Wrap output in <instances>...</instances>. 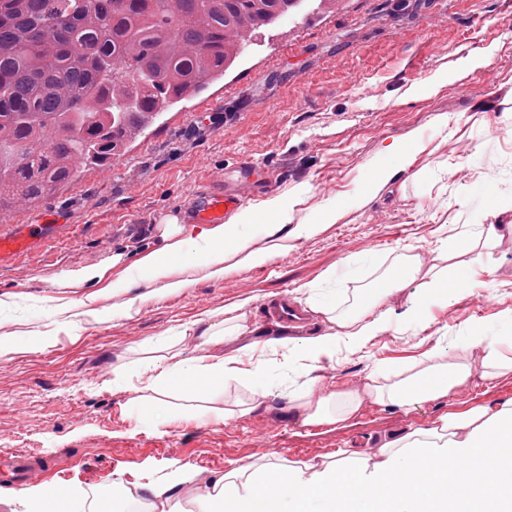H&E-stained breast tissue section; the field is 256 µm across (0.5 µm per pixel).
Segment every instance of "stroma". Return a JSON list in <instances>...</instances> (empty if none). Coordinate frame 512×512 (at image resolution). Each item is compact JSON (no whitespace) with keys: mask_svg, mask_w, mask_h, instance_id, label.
I'll return each instance as SVG.
<instances>
[{"mask_svg":"<svg viewBox=\"0 0 512 512\" xmlns=\"http://www.w3.org/2000/svg\"><path fill=\"white\" fill-rule=\"evenodd\" d=\"M485 51L489 65H471ZM221 84L224 99L211 114L186 124L174 105L117 161L80 165L38 204L12 208L16 229L71 230L33 244L21 260L0 257V336L17 339L14 353L0 357V452L54 459L51 483L76 502L113 479L139 489L182 466L189 477L181 505L196 512L195 473L349 452L372 458L403 431L512 398V378H477L451 399L370 405L337 425L301 424L283 398L225 424L203 403L178 425L148 430L132 421L124 404L145 394L143 367L161 356L189 365L207 354L200 335L223 322L225 309L244 305L254 339L280 337L263 317L267 300L285 293L301 303V286L315 284L335 288L341 302H368L375 275L353 278L350 262L373 252L389 264L461 244L478 217L494 223L497 199L512 197V0H332L309 27L275 29L265 53H246ZM228 112L241 115L230 129ZM441 114L451 118L447 127L436 122ZM392 144L414 154L413 164L370 184L366 169ZM242 156L273 172L268 200L286 213L271 218L267 200L248 207L246 235L265 261L162 295L144 284L128 305L112 282L162 247L164 220L177 205ZM331 204L341 208L338 220L321 222ZM143 224L152 230L134 242ZM303 224L314 232L293 237ZM489 266L491 306L464 294L432 306L428 327H398L360 351L340 345L335 363L317 370L319 385L338 390L435 347L453 355L463 321L493 323L512 310V250L493 251ZM94 268L106 269L104 282L84 280ZM117 370L125 375L118 386Z\"/></svg>","mask_w":512,"mask_h":512,"instance_id":"35a3bbf8","label":"stroma"}]
</instances>
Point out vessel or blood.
I'll return each instance as SVG.
<instances>
[{
  "label": "vessel or blood",
  "mask_w": 512,
  "mask_h": 512,
  "mask_svg": "<svg viewBox=\"0 0 512 512\" xmlns=\"http://www.w3.org/2000/svg\"><path fill=\"white\" fill-rule=\"evenodd\" d=\"M272 183V175L263 167L248 158L238 159L225 167L223 179L196 191L188 204L181 206L178 217L184 224L226 223ZM49 232V226L33 224L28 234L23 235L11 225L1 224L0 256L22 257L32 243L46 238ZM268 313L272 321L292 327L305 320L302 310L284 295L271 302ZM53 467V460L33 459L16 452L8 459H0V482L19 489L32 479L47 478Z\"/></svg>",
  "instance_id": "obj_1"
}]
</instances>
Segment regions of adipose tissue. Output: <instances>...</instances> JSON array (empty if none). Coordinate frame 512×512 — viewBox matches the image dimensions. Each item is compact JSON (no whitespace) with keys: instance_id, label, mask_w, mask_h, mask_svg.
<instances>
[{"instance_id":"ef3b65f1","label":"adipose tissue","mask_w":512,"mask_h":512,"mask_svg":"<svg viewBox=\"0 0 512 512\" xmlns=\"http://www.w3.org/2000/svg\"><path fill=\"white\" fill-rule=\"evenodd\" d=\"M496 213L508 216V223L476 225L464 243L470 269H486V256L512 245V201L499 203ZM250 222V214L243 212L234 222L213 226L194 238L171 229L166 246L135 262L136 273L120 284V292L131 293L144 282L176 291L195 274L223 277L228 260L241 266L263 262L264 254L251 250L241 233ZM453 257L450 246L436 249L430 259L404 257L375 281L369 304L362 308H339L334 290L305 286L311 309L335 330L296 344L270 339L224 354L222 345L250 333L246 314L208 325L202 336L212 353L191 367L173 362L146 369L151 396L130 397L124 407L150 429L189 421L186 410L170 404V396L175 395L210 403L212 419L228 423L239 404L225 401L227 387L248 388L255 408L276 398L278 387L269 376L274 356L291 366L301 381L288 395V412L305 425L343 423L369 404L404 408L449 398L474 379L493 381L512 375V317L498 318L493 324L468 319L460 326L455 357L434 349L424 360L372 372L358 384L331 392L319 388L314 372L335 359L339 341L361 349L392 328L387 304L408 285L419 288L418 294L409 296L403 314L412 324L426 322L431 305L472 293L473 282L459 273ZM183 481L182 472H173L145 499L118 478L110 490L100 493L98 508L100 512H182L178 491ZM198 483V512H512V399L448 414L432 426L409 430L382 445L373 462L354 454L320 463L252 462L199 476Z\"/></svg>"}]
</instances>
